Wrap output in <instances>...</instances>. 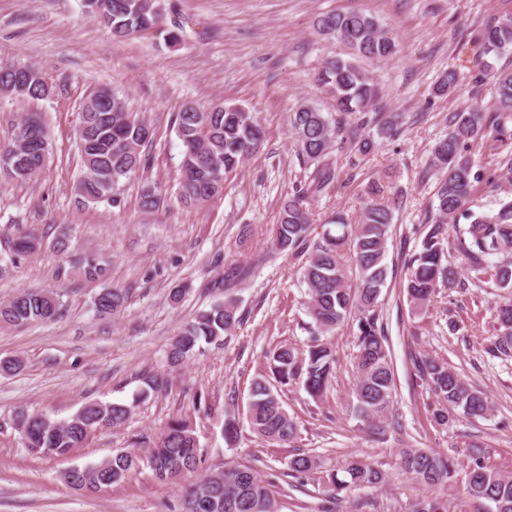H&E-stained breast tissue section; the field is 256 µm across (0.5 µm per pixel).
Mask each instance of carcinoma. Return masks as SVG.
I'll list each match as a JSON object with an SVG mask.
<instances>
[{"instance_id": "cac0c4a2", "label": "carcinoma", "mask_w": 512, "mask_h": 512, "mask_svg": "<svg viewBox=\"0 0 512 512\" xmlns=\"http://www.w3.org/2000/svg\"><path fill=\"white\" fill-rule=\"evenodd\" d=\"M110 19L106 27L121 38L154 29L162 19L145 13L146 0H108ZM319 36L341 43L347 57L324 62L317 82L334 101L336 115H327L313 105H302L289 114V122L304 162L314 165L309 179L279 207L272 246L302 260L303 281L308 288L306 312L312 322L305 324L310 336L302 346L279 342L267 353L266 371L250 385L245 418L253 434L271 446L283 447L297 436V424L285 409L277 388L299 381L313 398L325 395L332 384L336 351L323 341L343 325L352 324L356 351L353 368L356 382L355 413L373 424L391 413L395 373L383 322L379 298L387 285L390 268L388 240L392 237L394 212L402 205L401 192L393 181L373 180L365 185L356 219L338 213L329 227L313 233L308 199L339 182L336 163L328 158L331 149L346 155L354 164L376 147L379 139L397 137L402 125L396 114L368 112L378 99V84L363 68L365 60H389L398 51L394 35L378 19L360 12L326 13L318 17ZM485 52L500 58L512 52V15L502 16L483 29ZM459 72L440 74L434 92L444 95L458 82ZM482 79L492 81L496 93L492 136L486 137L482 112H456L448 119V134L432 148L429 174L437 177L429 216L419 251L404 260L408 277L403 285L409 304L424 312L444 288L468 291L459 267L448 260V246L474 272L473 283L501 293L495 306L494 334L487 353L512 358V200H500L497 207L475 211L471 197L484 183L474 170L470 148L484 143L490 153L512 170V66L487 63ZM0 93L23 100H38L49 94L48 82L28 65H0ZM86 99L91 107L81 110L79 138L84 172L76 185L77 194L87 202L116 196L122 178L140 170L146 155L142 147L154 136L152 126L137 118L125 102L112 92L95 88ZM175 132L183 146L178 198L186 206H202L221 193L224 180L237 171L250 155L259 151L265 133L255 114L239 105H223L212 112L207 107L189 106L177 113ZM48 131L39 114L21 119L9 141L0 143V176L27 181L44 169ZM40 246L33 233L20 234L11 250L23 256ZM249 267H234L215 283L218 300L184 323L167 349V363L176 368L195 356L201 343L217 344L224 334L240 323L238 302L230 284L244 278ZM126 296L118 288H105L95 299L102 315L121 311ZM60 311L52 291H23L0 303V323L26 325L53 320ZM418 377L434 394V425L444 427L459 410L468 419H484L490 403L484 392L468 384L448 368L443 359L429 354L414 361ZM142 385L132 400L87 402L71 417L56 420L42 413H16L15 426L28 451L40 457H62L84 446L89 436L105 427H119L151 395L166 388L167 379L145 372ZM239 421L224 420V441L236 445ZM148 449L145 456L119 452L101 463L73 468L65 480L90 491L124 483L141 466L148 467L159 482L177 481L198 468L201 450L191 420L182 414L169 418L156 441L135 446ZM401 459L405 472L428 487H446L456 476L455 462L421 448H404ZM295 476L309 478L320 468L316 457L298 453L288 462ZM384 474L376 467L351 457L339 469L320 476L324 493L332 500L343 499L352 490L376 486ZM464 485L470 496L490 504L489 512H512V477L490 468L477 457L465 472ZM285 490L263 480L248 465L228 466L204 473L186 488L184 512H281Z\"/></svg>"}]
</instances>
